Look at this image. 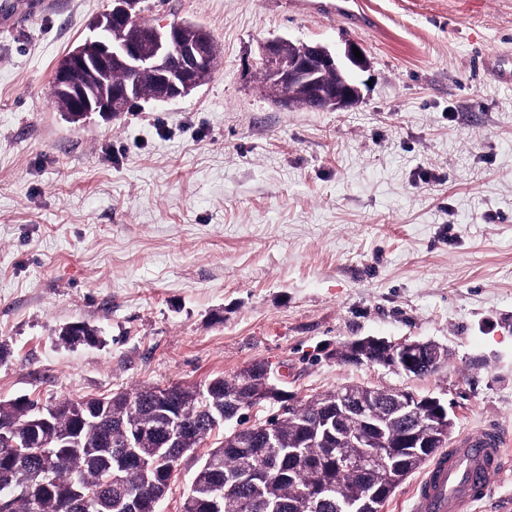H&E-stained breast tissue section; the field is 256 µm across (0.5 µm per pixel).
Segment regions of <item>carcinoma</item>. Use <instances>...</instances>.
<instances>
[{
  "mask_svg": "<svg viewBox=\"0 0 512 512\" xmlns=\"http://www.w3.org/2000/svg\"><path fill=\"white\" fill-rule=\"evenodd\" d=\"M58 340L94 344L98 329L66 325ZM252 370L209 380V402L199 411V389L184 385L65 398L46 408L28 398L0 402V429L15 424L0 436V500L10 501V512H130L140 499L141 512H158L150 504L164 500L184 454L234 421L245 440L231 430L201 456L181 512H382L395 489L448 444L398 447L410 421L383 390L367 387L378 423L371 431L356 409L337 407L334 391L251 424L242 402L284 401ZM336 409L363 438L361 447L347 443L340 452L371 455L369 469L352 470L333 455L325 414Z\"/></svg>",
  "mask_w": 512,
  "mask_h": 512,
  "instance_id": "carcinoma-1",
  "label": "carcinoma"
}]
</instances>
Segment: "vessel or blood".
I'll return each instance as SVG.
<instances>
[{"mask_svg": "<svg viewBox=\"0 0 512 512\" xmlns=\"http://www.w3.org/2000/svg\"><path fill=\"white\" fill-rule=\"evenodd\" d=\"M503 441L495 429L442 450L412 493V512H469L498 477Z\"/></svg>", "mask_w": 512, "mask_h": 512, "instance_id": "vessel-or-blood-1", "label": "vessel or blood"}]
</instances>
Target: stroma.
<instances>
[{"label":"stroma","mask_w":512,"mask_h":512,"mask_svg":"<svg viewBox=\"0 0 512 512\" xmlns=\"http://www.w3.org/2000/svg\"><path fill=\"white\" fill-rule=\"evenodd\" d=\"M0 0V402L42 406L263 361L295 401L346 383L436 396L450 440L509 446L471 512H512V0H362L369 21L296 0H139L219 48L211 78L168 102L71 122L58 61L112 0ZM283 37L343 53L359 101L283 109L261 84ZM101 341L69 348L70 322ZM368 336L448 351L412 377L345 363ZM187 452L160 505L180 512Z\"/></svg>","instance_id":"obj_1"}]
</instances>
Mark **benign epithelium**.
<instances>
[{"label":"benign epithelium","mask_w":512,"mask_h":512,"mask_svg":"<svg viewBox=\"0 0 512 512\" xmlns=\"http://www.w3.org/2000/svg\"><path fill=\"white\" fill-rule=\"evenodd\" d=\"M112 11L99 19L100 33L92 49L75 52L69 64L54 73V84L69 100L71 110L117 115L141 99L148 86L152 99L167 102L184 97L197 87L210 60L211 37L202 33L195 40L182 37L177 21L140 25L138 0H116ZM291 41L283 38L266 42L262 48L261 75L281 86L295 89L320 110H342L357 103L360 89L348 74V67H367V57L357 59L355 43L347 44L340 58L321 44H303L289 52ZM384 353L382 365L409 376H417L423 364L441 367L446 350L430 341L388 342L367 337L342 351L351 362H366L365 346ZM394 402L410 417H418L430 427L425 445L435 443L449 432L452 419L448 407L438 397L419 402L417 395L391 390Z\"/></svg>","instance_id":"benign-epithelium-1"}]
</instances>
